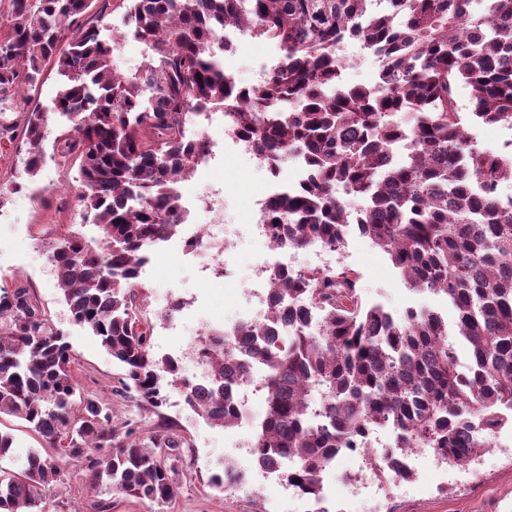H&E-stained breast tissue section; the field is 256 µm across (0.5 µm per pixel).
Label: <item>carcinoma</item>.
I'll return each instance as SVG.
<instances>
[{
    "label": "carcinoma",
    "mask_w": 512,
    "mask_h": 512,
    "mask_svg": "<svg viewBox=\"0 0 512 512\" xmlns=\"http://www.w3.org/2000/svg\"><path fill=\"white\" fill-rule=\"evenodd\" d=\"M3 2L0 92L33 87L56 66L55 109L71 122L58 151L80 159L77 201L98 228L91 242L71 234L50 246L49 261L72 318L125 367L126 387L143 402L163 405L168 375L191 410L215 427L235 426L236 343L220 329L202 336L195 351L212 386L197 394L179 361L151 353L138 291L148 248L180 231L177 184L200 157L183 136L187 116L225 109L237 111L239 132L272 176L287 159L303 169L269 197L264 220L276 248L339 250L354 226L412 290L443 297L456 314L451 329L427 307L395 319L363 301L349 267L333 275L276 268L269 320L292 327L284 346L263 345L259 325L240 326L244 354L265 378L255 463L289 462L288 485L317 502L323 472L368 430L391 429L400 451L435 448L466 464L512 425V197L500 194L512 183V152L480 150L467 130L470 122L512 129V0H103L98 15L124 9L146 47L130 75L112 68L116 42L88 18L93 0ZM230 24L281 52L250 87L237 86L219 57ZM349 39L379 62L368 85L342 82L339 52ZM44 129L43 113H30V174L42 166ZM348 197L364 205L351 212ZM450 335L470 348L462 369ZM71 362L29 292L1 290L0 414L26 421L56 453L30 451L17 471L0 465V512H39L71 466L93 487L171 501L179 444L120 437L110 407L76 399ZM241 478L226 465L212 483Z\"/></svg>",
    "instance_id": "carcinoma-1"
}]
</instances>
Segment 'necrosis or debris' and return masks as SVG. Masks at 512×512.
<instances>
[{
    "label": "necrosis or debris",
    "mask_w": 512,
    "mask_h": 512,
    "mask_svg": "<svg viewBox=\"0 0 512 512\" xmlns=\"http://www.w3.org/2000/svg\"><path fill=\"white\" fill-rule=\"evenodd\" d=\"M206 121H219L224 129L223 140H208L205 152L200 156V167L212 165L225 151H232L242 156H254L255 150L251 142L242 138L236 131L234 115L224 111L220 115L206 114ZM206 216L205 223L199 224L190 218H183L182 232L177 236H170L156 241L159 249L174 248L186 255L204 257L203 270L205 274L215 278L231 276L234 267L235 239L240 234L249 233L257 237L263 244L269 245L270 251L266 257L258 262L254 270V279L247 288L252 307L247 311L245 321L249 324L264 326L267 332L266 343L279 342L289 329L288 324L282 323L271 326L267 323L270 306V293L267 289L268 279L272 271L279 266L286 265L284 251L271 248V235L262 215L266 207L265 200H256L253 211L256 215L254 222L232 226L224 221V196L222 189L209 188L205 196L196 202Z\"/></svg>",
    "instance_id": "obj_1"
}]
</instances>
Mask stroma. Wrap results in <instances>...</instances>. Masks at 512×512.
<instances>
[{
	"mask_svg": "<svg viewBox=\"0 0 512 512\" xmlns=\"http://www.w3.org/2000/svg\"><path fill=\"white\" fill-rule=\"evenodd\" d=\"M104 36L120 34L113 51L116 72H135L143 61L144 46L127 36L122 11L103 20ZM342 72L348 85L373 80L379 63L359 42L345 43ZM281 53L271 41L250 37L225 54L224 70L242 86L255 84L259 65L274 66ZM61 81L54 67H47L35 89L14 90L0 97V112L10 125L0 134V288L28 289L74 356L72 371L82 395L100 398L112 408V424L132 431L134 439L150 443L155 434L167 432L182 449L177 494L167 503L128 499L99 488L89 489L81 471H73L64 484L47 491L41 512H85L90 501L111 502V512H512V426L499 433L500 447L489 448L468 465L421 461L416 475L403 484L377 481L368 461L341 453L324 479L329 487L321 504L299 498L284 479L264 478L247 452L249 433L225 435L184 402L180 389L166 387V401L154 409L125 386L123 366L102 346L99 338L76 323L64 302L58 280L47 263L49 245L79 232L91 237L95 228L76 201L78 163L62 159L55 142L69 122L54 113L53 100ZM46 111L42 143L43 165L36 176L25 169L27 145L22 130L28 112ZM298 165L289 160L272 176L257 160L225 154L221 164L194 168L178 183L182 199H194L209 185L224 189L229 222L251 221L249 204L278 188L296 183ZM350 267L361 275L360 294L392 314L408 307L445 309L440 296L412 291L388 256L368 237L350 234L343 248ZM262 248L242 239L235 255L233 280H207L200 273L201 258L177 250H154L141 291L146 297L142 317L152 327L151 344L156 356H181L193 349L209 328L236 320L245 311L242 286L253 274ZM195 299L190 313L170 318V299ZM234 465L245 473L243 482L215 490L209 479Z\"/></svg>",
	"mask_w": 512,
	"mask_h": 512,
	"instance_id": "obj_1",
	"label": "stroma"
}]
</instances>
